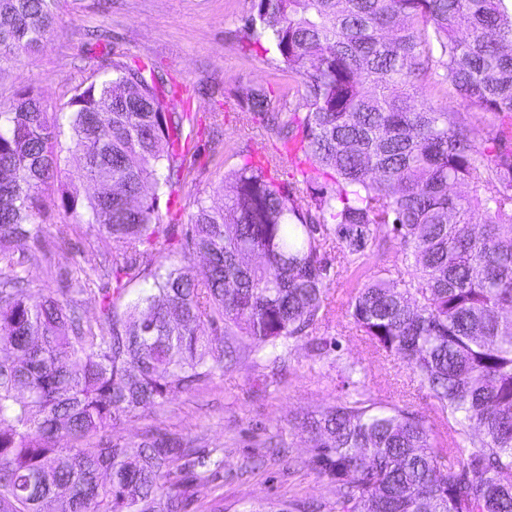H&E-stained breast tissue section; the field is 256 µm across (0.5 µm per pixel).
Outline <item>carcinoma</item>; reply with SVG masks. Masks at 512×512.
I'll return each instance as SVG.
<instances>
[{
	"mask_svg": "<svg viewBox=\"0 0 512 512\" xmlns=\"http://www.w3.org/2000/svg\"><path fill=\"white\" fill-rule=\"evenodd\" d=\"M252 2L249 43L273 46L270 65L297 89L277 110L248 90L245 117L310 172L283 181L245 162L225 178L224 206L188 215L197 268L158 212L184 183L195 129L170 110V80L112 60L53 118L34 85L0 94V512L59 498L66 512H186L196 468L221 462L176 437L131 452L112 431L234 369L244 338L266 385L299 340L322 355L330 269L380 240L403 267L348 286L345 313L406 364L436 419L368 395L365 370L338 355L353 393L294 423L336 498L245 512H512V0ZM60 8L0 0V71L57 33ZM424 88L465 111L418 101ZM65 150L79 157L70 177L101 191L81 200L58 183ZM50 197L119 247L93 322L75 299L86 286L34 301L4 247L41 236Z\"/></svg>",
	"mask_w": 512,
	"mask_h": 512,
	"instance_id": "1",
	"label": "carcinoma"
}]
</instances>
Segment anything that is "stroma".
<instances>
[{
	"label": "stroma",
	"mask_w": 512,
	"mask_h": 512,
	"mask_svg": "<svg viewBox=\"0 0 512 512\" xmlns=\"http://www.w3.org/2000/svg\"><path fill=\"white\" fill-rule=\"evenodd\" d=\"M251 0H65L56 35L25 65L0 73V92L33 84L41 88L48 112L64 107L75 87L96 72L104 41L117 60L158 67L187 87L186 102L199 123L197 145L184 161L186 181L175 206L160 203L163 223H180L197 202L222 206L216 190L249 152L280 154L281 144L241 116L240 101L251 88L270 92L288 83L268 56L249 46L241 19ZM68 217L47 207L40 240L13 242L11 249L29 275L32 297L59 292L117 246L90 224L67 237L58 227ZM335 317L319 330L339 340L345 357L360 363L373 395L431 413L432 401L412 382L405 363L374 353L345 314L337 278L328 282ZM262 365L244 355L236 369L209 384L174 393L163 407L127 418L112 433L113 442L135 446L146 436L166 433L223 459L216 476L197 489L188 512H240L243 504L323 502L335 490L307 466L311 454L290 419L331 404L342 396L336 372L299 342L279 384L260 388Z\"/></svg>",
	"instance_id": "35a3bbf8"
}]
</instances>
